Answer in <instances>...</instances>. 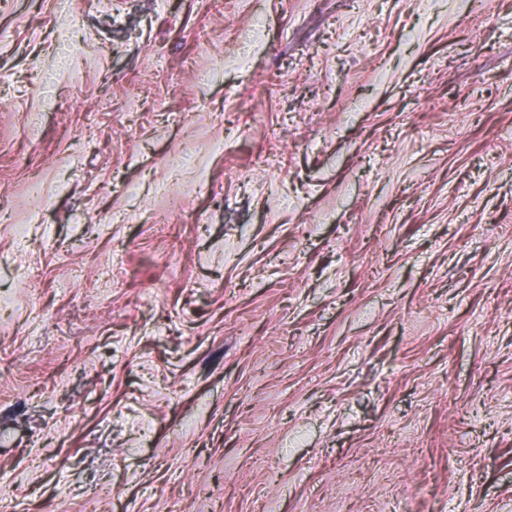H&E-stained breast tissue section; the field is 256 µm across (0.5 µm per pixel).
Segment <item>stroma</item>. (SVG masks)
I'll list each match as a JSON object with an SVG mask.
<instances>
[{"label":"stroma","mask_w":512,"mask_h":512,"mask_svg":"<svg viewBox=\"0 0 512 512\" xmlns=\"http://www.w3.org/2000/svg\"><path fill=\"white\" fill-rule=\"evenodd\" d=\"M470 2L0 0V512H512Z\"/></svg>","instance_id":"35a3bbf8"}]
</instances>
